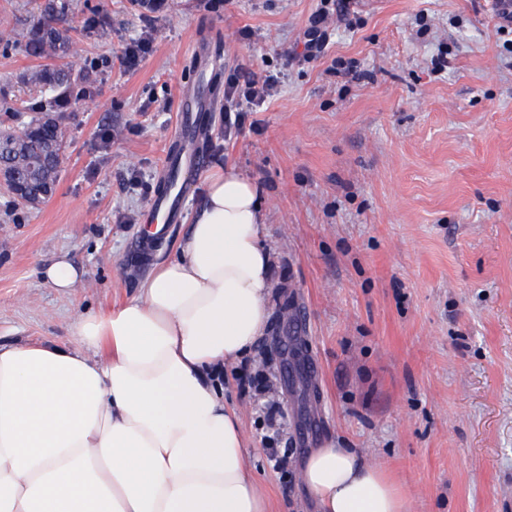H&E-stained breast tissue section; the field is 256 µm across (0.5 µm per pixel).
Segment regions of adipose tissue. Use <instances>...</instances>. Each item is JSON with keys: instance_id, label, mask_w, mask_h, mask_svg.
I'll use <instances>...</instances> for the list:
<instances>
[{"instance_id": "obj_1", "label": "adipose tissue", "mask_w": 512, "mask_h": 512, "mask_svg": "<svg viewBox=\"0 0 512 512\" xmlns=\"http://www.w3.org/2000/svg\"><path fill=\"white\" fill-rule=\"evenodd\" d=\"M262 190L224 164L137 297L86 311L69 342L0 347V512H269L238 412L213 377L270 318ZM318 512H409L351 448L315 449Z\"/></svg>"}]
</instances>
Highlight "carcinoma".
Segmentation results:
<instances>
[{"mask_svg":"<svg viewBox=\"0 0 512 512\" xmlns=\"http://www.w3.org/2000/svg\"><path fill=\"white\" fill-rule=\"evenodd\" d=\"M51 15L30 24L25 32L24 52L34 60H46L48 64L29 70L23 81L41 93L40 112H54L70 89V72L65 59L77 48V41L68 30L56 27L53 21L66 16L69 0H48ZM17 19L0 15V44L8 47L16 42ZM25 135L6 127L0 130V166L13 170L26 184L25 199L28 205L44 199L48 188L55 185L57 174L47 175L46 157L55 151V135L35 115L23 123Z\"/></svg>","mask_w":512,"mask_h":512,"instance_id":"1","label":"carcinoma"}]
</instances>
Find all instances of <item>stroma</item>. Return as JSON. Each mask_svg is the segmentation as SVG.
I'll return each instance as SVG.
<instances>
[{
    "mask_svg": "<svg viewBox=\"0 0 512 512\" xmlns=\"http://www.w3.org/2000/svg\"><path fill=\"white\" fill-rule=\"evenodd\" d=\"M320 0H73L75 96L58 118L64 149L53 196L13 204L0 189V346L66 343L82 311L137 296L127 275L195 84L198 40L220 46L209 75L280 73L254 128L210 103V146L190 171L171 255L198 213L203 179L230 163L259 180L273 251L271 319L251 354L282 382L281 345L300 339L303 377L267 422L220 374L271 512H316L300 471L335 441L384 468L410 512H512V48L491 0H356L357 29L335 25L326 58L285 65ZM151 35L136 68L127 44ZM448 48V68L431 57ZM354 60L361 79L330 71ZM21 44L0 48V98L37 109ZM67 253L84 272L60 293L40 277Z\"/></svg>",
    "mask_w": 512,
    "mask_h": 512,
    "instance_id": "stroma-1",
    "label": "stroma"
}]
</instances>
